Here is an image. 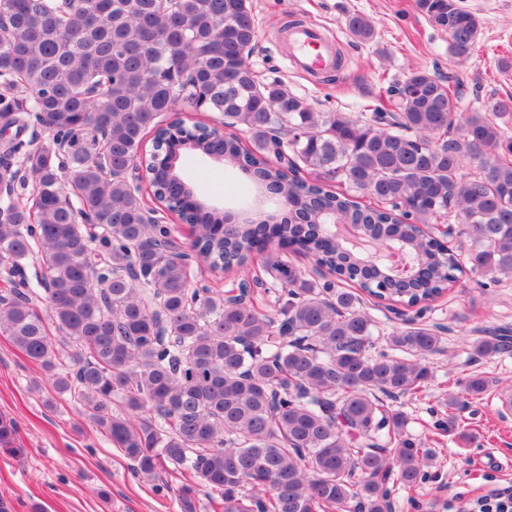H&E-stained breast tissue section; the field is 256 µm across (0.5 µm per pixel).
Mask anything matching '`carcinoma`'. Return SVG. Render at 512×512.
<instances>
[{
  "label": "carcinoma",
  "instance_id": "cac0c4a2",
  "mask_svg": "<svg viewBox=\"0 0 512 512\" xmlns=\"http://www.w3.org/2000/svg\"><path fill=\"white\" fill-rule=\"evenodd\" d=\"M417 7L448 53L469 54L481 23L460 0ZM0 13V334L137 475L179 471L180 512H197L202 488L221 512H390L392 471L412 487L434 456L395 402L422 392L441 337L410 319L390 333L391 353L371 355L376 321L360 294L425 308L468 271L512 277V99L466 112L449 81L417 71L364 120L314 112L249 66L251 0H0ZM347 28L360 42L375 35L361 15ZM187 88L191 108L219 114L190 140L176 117ZM148 133V189L192 228L195 257L241 285L276 242L333 279L269 254L281 282L271 313L192 286L183 253L161 246L168 225L128 178ZM185 149L220 154L288 207L225 216L181 178ZM453 213L467 270L430 229ZM333 220L405 249L412 274L372 263ZM34 261L45 272L36 288ZM507 349L503 336L473 347ZM488 386L472 375L464 393ZM15 434L1 418L0 451L22 454Z\"/></svg>",
  "mask_w": 512,
  "mask_h": 512
}]
</instances>
